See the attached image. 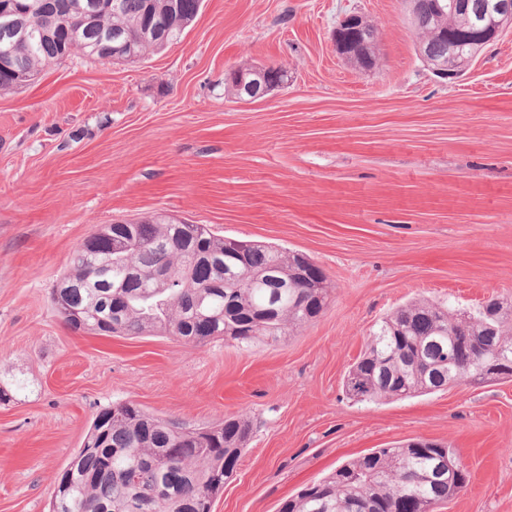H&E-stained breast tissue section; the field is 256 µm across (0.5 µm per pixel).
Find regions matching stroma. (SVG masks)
I'll return each mask as SVG.
<instances>
[{
    "label": "stroma",
    "mask_w": 512,
    "mask_h": 512,
    "mask_svg": "<svg viewBox=\"0 0 512 512\" xmlns=\"http://www.w3.org/2000/svg\"><path fill=\"white\" fill-rule=\"evenodd\" d=\"M362 14L376 67L337 53ZM282 65L243 104L225 69ZM156 213L307 255L332 288L284 341L191 345L71 328L51 292L99 225ZM512 311V31L465 75L420 59L405 0H203L131 63L75 52L0 94V512H47L103 408L253 432L213 512H279L342 461L412 439L468 471L436 512H512V380L361 403L343 379L412 299Z\"/></svg>",
    "instance_id": "1"
}]
</instances>
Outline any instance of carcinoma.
Masks as SVG:
<instances>
[{
  "mask_svg": "<svg viewBox=\"0 0 512 512\" xmlns=\"http://www.w3.org/2000/svg\"><path fill=\"white\" fill-rule=\"evenodd\" d=\"M38 11L0 24V91L80 51L101 58L112 46L144 56L155 50V31L168 42L180 38L202 0H35ZM441 0L444 18L419 23L418 37L438 49L470 28L472 15ZM42 27L44 36L19 37ZM198 235L159 250L173 234L166 224L145 220L133 228L130 249L112 254L108 265L120 288H99L101 275L75 248L73 288L53 302L74 329L93 334L163 333L195 345L215 339L237 343L277 342L317 317L327 306V276L319 287H284L294 252L256 241L226 238L205 224H189ZM204 246L233 259L221 272L198 258ZM504 322L499 335L487 325ZM502 303L490 301L474 314H455L441 302L416 299L385 317L367 339L362 357L343 386L358 401L402 400L461 383H487L512 376V325ZM252 435L246 415L196 426L156 416L132 402L101 409L82 447L63 468L49 512H199L202 501L224 489ZM374 473L361 459L304 486L280 512H434L448 499L451 449L431 442L422 448H376Z\"/></svg>",
  "mask_w": 512,
  "mask_h": 512,
  "instance_id": "obj_1",
  "label": "carcinoma"
}]
</instances>
